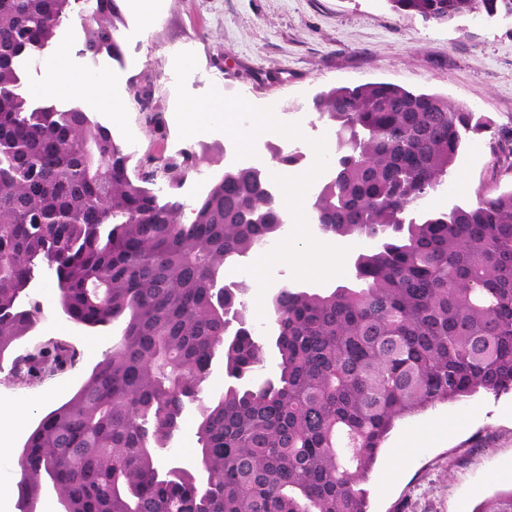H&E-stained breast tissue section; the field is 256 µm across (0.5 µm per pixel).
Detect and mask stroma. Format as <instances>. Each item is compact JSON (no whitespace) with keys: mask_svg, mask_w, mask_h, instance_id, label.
Listing matches in <instances>:
<instances>
[{"mask_svg":"<svg viewBox=\"0 0 512 512\" xmlns=\"http://www.w3.org/2000/svg\"><path fill=\"white\" fill-rule=\"evenodd\" d=\"M157 18L144 26L124 10L119 29L123 62L84 54V0H74L69 20L56 32L50 51H66L71 63L112 78L113 97L126 110L120 121L84 97L54 99L57 109L74 106L109 126L135 157L196 155L198 170L180 193L198 197V177L222 172L228 158L225 134L180 139L175 119L174 56L190 45L197 67L187 78L190 93L222 86L276 118L299 125L303 134L334 140L331 127L308 106L327 87L387 81L448 96L462 108L489 117L493 129L472 136L447 183L424 203L445 209L474 202L477 193L512 187V169L495 165L505 156L503 134L512 131V18L465 17L437 24L392 10L387 0H155ZM156 114L152 127L145 116ZM56 278L41 277L38 301L43 316L13 351L0 358V409L26 408V423L11 440L12 454H0L9 476L0 478V498L19 512L18 457L29 431L76 390L119 339L111 326L78 327L57 313ZM64 338L81 353L73 369L49 379L16 377L12 360L35 343ZM368 512H473L486 497L512 490V392L480 394L440 403L402 421L390 434L365 484Z\"/></svg>","mask_w":512,"mask_h":512,"instance_id":"1","label":"stroma"}]
</instances>
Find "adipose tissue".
<instances>
[{
    "label": "adipose tissue",
    "mask_w": 512,
    "mask_h": 512,
    "mask_svg": "<svg viewBox=\"0 0 512 512\" xmlns=\"http://www.w3.org/2000/svg\"><path fill=\"white\" fill-rule=\"evenodd\" d=\"M45 81L35 87L38 95L54 97L83 96L93 99L96 104L113 117H120L125 110L123 102L113 97L110 84L106 80L82 73L74 68L65 53H57L42 61Z\"/></svg>",
    "instance_id": "obj_1"
}]
</instances>
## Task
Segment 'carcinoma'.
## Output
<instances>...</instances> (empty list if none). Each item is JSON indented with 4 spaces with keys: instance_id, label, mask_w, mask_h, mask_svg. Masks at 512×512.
Listing matches in <instances>:
<instances>
[{
    "instance_id": "carcinoma-1",
    "label": "carcinoma",
    "mask_w": 512,
    "mask_h": 512,
    "mask_svg": "<svg viewBox=\"0 0 512 512\" xmlns=\"http://www.w3.org/2000/svg\"><path fill=\"white\" fill-rule=\"evenodd\" d=\"M72 0H0V357L43 315L23 306L35 271L60 285L57 312L121 338L25 440L20 500L50 493L65 512H368L366 481L396 423L438 403L512 390V189L435 211L422 203L491 121L434 92L374 81L318 92L336 164L310 218L323 234L378 246L349 285L283 287L266 330L238 282L227 332L226 273L282 235L288 214L268 170L229 166L195 218L153 189L155 164L80 107H32L21 79L71 13ZM426 22L512 17V0H388ZM121 0H95L84 52L121 64ZM281 167L301 153L271 148ZM164 162V161H162ZM177 171L179 187L194 169ZM277 368L265 372L267 351ZM227 383L203 395L214 361ZM80 361L55 339L15 374H60ZM198 448L187 470L167 453L187 407ZM472 512H512V490Z\"/></svg>"
}]
</instances>
